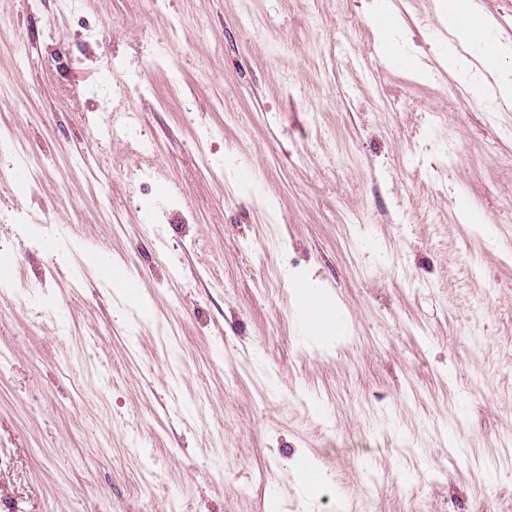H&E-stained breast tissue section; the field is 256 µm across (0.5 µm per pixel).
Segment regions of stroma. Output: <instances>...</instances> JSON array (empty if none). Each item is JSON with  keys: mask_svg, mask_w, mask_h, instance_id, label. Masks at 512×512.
Listing matches in <instances>:
<instances>
[{"mask_svg": "<svg viewBox=\"0 0 512 512\" xmlns=\"http://www.w3.org/2000/svg\"><path fill=\"white\" fill-rule=\"evenodd\" d=\"M436 2L0 0V124L41 153L36 188L0 153L39 296L0 290V512H512V111ZM114 58L152 72L111 138ZM86 260L92 267L97 269L104 279L112 283V288L122 291L129 303L143 309L145 308L139 297L126 290L124 286L125 272L120 266H112L111 263H108L106 256L100 254L98 251L89 252L86 256ZM298 293L308 334L323 343L338 340L344 333L345 321L331 300L305 285L298 288Z\"/></svg>", "mask_w": 512, "mask_h": 512, "instance_id": "35a3bbf8", "label": "stroma"}]
</instances>
